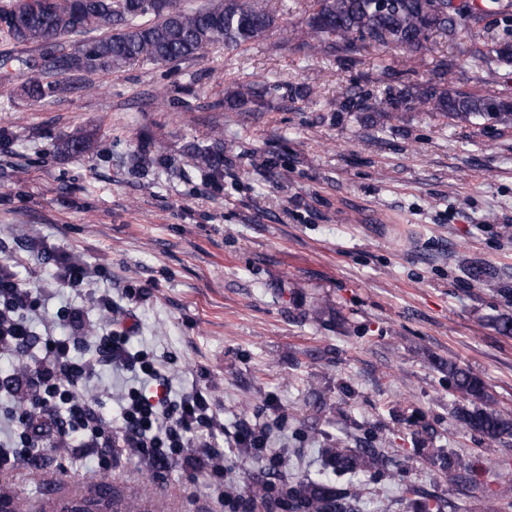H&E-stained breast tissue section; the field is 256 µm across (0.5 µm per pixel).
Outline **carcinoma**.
<instances>
[{"instance_id": "1", "label": "carcinoma", "mask_w": 512, "mask_h": 512, "mask_svg": "<svg viewBox=\"0 0 512 512\" xmlns=\"http://www.w3.org/2000/svg\"><path fill=\"white\" fill-rule=\"evenodd\" d=\"M484 5L477 0H312L305 26L312 41L300 48L315 53L325 49L350 50L355 42L380 48H400L411 54L427 49L433 36L455 42L477 27ZM277 18L267 0H216L203 8L184 9L174 0H13L0 13V27L18 44L33 45L36 56L12 59L25 77L27 98L42 100L66 90L61 81H47L44 74L71 72L110 73L141 59L175 63L197 55L205 48L246 46L276 28ZM475 67L491 63L512 65V45L476 34L466 49ZM266 92L253 82L237 85L226 100L231 107L268 105ZM418 105L438 120L481 128L491 120L512 128V101L491 93L462 91L444 83H427L392 89L379 106H369L359 94L344 98L345 109L366 113V120L382 126L397 116L407 103ZM88 137L81 131L69 134L65 150L82 153ZM198 168L220 175L224 163V138L194 150ZM453 396L464 400L453 408L456 425L474 436L492 441L512 438V414L500 411L485 381L469 367L448 361L442 368ZM368 432L358 448H324L322 461L330 475L322 479L290 478L276 484L270 480L246 485L244 492L232 486L225 507L230 512H361L363 491L368 484L395 482L404 493L415 496V512H432L429 499L407 481L402 472H391L384 451L374 446ZM489 469L512 479V465L502 463L496 449H483ZM431 465L451 476L471 479L475 468L465 456L442 448H415Z\"/></svg>"}]
</instances>
